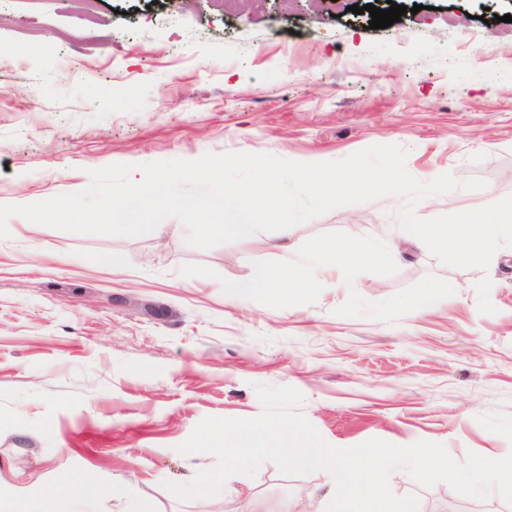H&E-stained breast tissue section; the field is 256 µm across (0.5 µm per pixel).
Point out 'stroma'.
<instances>
[{"instance_id": "35a3bbf8", "label": "stroma", "mask_w": 512, "mask_h": 512, "mask_svg": "<svg viewBox=\"0 0 512 512\" xmlns=\"http://www.w3.org/2000/svg\"><path fill=\"white\" fill-rule=\"evenodd\" d=\"M418 13L384 29L331 0H0V205L83 191L89 170L267 153L298 162L344 159L372 145L407 150L415 178H479L418 203L431 218L512 195V12L505 0H404ZM406 200L334 208L293 228V241L342 231L382 240L391 276L325 277L315 303L275 309L225 300L248 280L269 233L199 249L174 217L139 237L82 235L7 223L0 239V488L26 483L69 512L56 482L90 474L121 485L101 512H296L328 472L282 473L271 462L234 475V494L182 500L166 482L212 468L181 454L207 417L249 419L255 384L300 391L323 439L352 448L444 445L497 459L512 452V247L488 271L444 265L392 237ZM122 269L100 263L110 252ZM186 264L213 276H183ZM434 276L453 296L388 323L336 310L350 292L379 302ZM489 277L495 311L478 310ZM419 512H512L493 494L464 497L391 472Z\"/></svg>"}]
</instances>
